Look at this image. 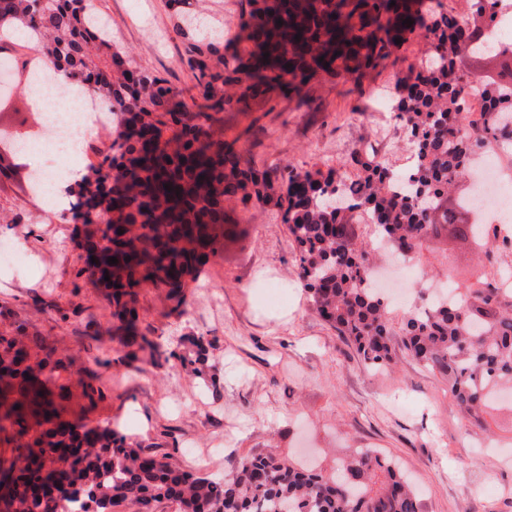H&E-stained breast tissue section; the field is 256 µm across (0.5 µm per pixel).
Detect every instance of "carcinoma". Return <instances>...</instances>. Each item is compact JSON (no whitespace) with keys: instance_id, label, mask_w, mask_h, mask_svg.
<instances>
[{"instance_id":"obj_1","label":"carcinoma","mask_w":512,"mask_h":512,"mask_svg":"<svg viewBox=\"0 0 512 512\" xmlns=\"http://www.w3.org/2000/svg\"><path fill=\"white\" fill-rule=\"evenodd\" d=\"M250 2L240 19L254 44L247 59L225 60L219 38L191 50L193 112L164 79L132 67L99 33L92 0H0V33L14 39L15 29L25 30L20 42L52 58L67 88L108 102L118 122L70 205L73 223L108 218L90 232L78 275L107 295L115 330L131 334L136 289L161 285L176 296L185 277L223 248L224 199L273 201L296 243L299 277L316 311L354 345L366 368L387 369L396 354L387 307L366 283L370 250L357 232L365 216L410 253L448 234L487 257L512 252V241L491 224L479 229L463 205L473 158L491 144L512 148V43L489 50L483 38L495 31L501 0H471L462 21L436 0V8L419 13L415 31L403 24L407 0ZM414 34L427 41L431 66L410 68L398 83L395 121L413 144L402 174L368 145L351 156V176L288 165L277 189L214 130L226 86H240L243 104L270 90L302 101L315 76L357 74ZM468 57L506 59L507 73L477 89L463 73ZM114 224L127 230L114 236ZM500 275L457 287L456 301L409 313L400 326L403 348L440 375L454 405L479 426L499 394L512 389V297L500 293ZM190 344L194 349L177 351L146 336L129 341L149 352L156 368L195 372L206 348L200 337ZM34 347L35 358L18 337L0 336V448L11 450L0 455V471L13 484L0 496V512H116L129 504L154 512L165 502L178 512H422L404 474L368 448L350 449L334 474L267 454L245 458L224 479L147 455L110 427L68 420L60 404L68 386L52 390L55 349L39 338Z\"/></svg>"}]
</instances>
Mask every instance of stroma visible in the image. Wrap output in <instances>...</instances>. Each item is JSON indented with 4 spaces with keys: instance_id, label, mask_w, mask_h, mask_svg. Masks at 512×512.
Wrapping results in <instances>:
<instances>
[{
    "instance_id": "35a3bbf8",
    "label": "stroma",
    "mask_w": 512,
    "mask_h": 512,
    "mask_svg": "<svg viewBox=\"0 0 512 512\" xmlns=\"http://www.w3.org/2000/svg\"><path fill=\"white\" fill-rule=\"evenodd\" d=\"M248 2L93 0L117 48L187 104L195 93L186 64L193 38L177 32L179 16L199 19L195 38L223 33L225 56L244 55L251 45L235 35ZM426 58L416 38L363 76L315 77L305 100L273 92L246 112L226 105L218 126L225 142L273 177L286 165L341 168L365 144L378 145V159L395 168L410 144L388 104L397 79ZM12 81L0 95V126L36 136L43 114L30 106L23 73L14 71ZM28 171L22 156L0 165V241L20 244L25 255L21 268H0V335L43 339L63 362L58 382L85 379L100 389L94 406H73L74 417L217 478L270 451L329 469L345 449L371 448L411 477L423 512H512V408L498 406L484 429L462 417L438 374L406 353L394 368L366 369L313 307L274 204L225 201L224 247L180 297L161 286L138 290V333L171 349L185 336L208 341V368L195 376L155 368L145 352L128 357L108 300L78 275L79 229L30 192ZM413 265L417 276L435 270L460 284L478 271L463 241L424 242ZM104 356L111 365L101 364Z\"/></svg>"
}]
</instances>
